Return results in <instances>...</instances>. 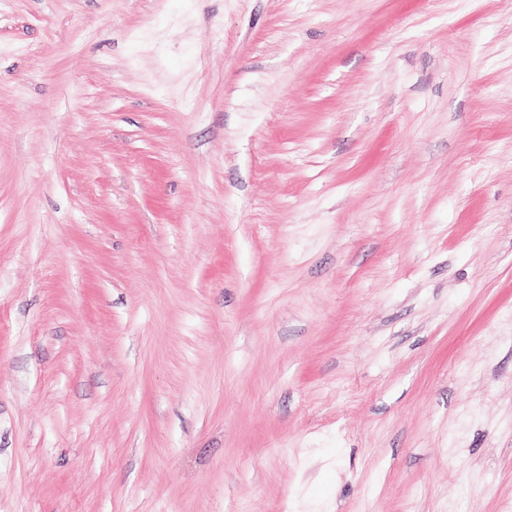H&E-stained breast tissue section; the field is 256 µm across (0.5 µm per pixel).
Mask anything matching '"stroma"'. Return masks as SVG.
Instances as JSON below:
<instances>
[{
	"mask_svg": "<svg viewBox=\"0 0 512 512\" xmlns=\"http://www.w3.org/2000/svg\"><path fill=\"white\" fill-rule=\"evenodd\" d=\"M512 0H0V512H507Z\"/></svg>",
	"mask_w": 512,
	"mask_h": 512,
	"instance_id": "1",
	"label": "stroma"
}]
</instances>
